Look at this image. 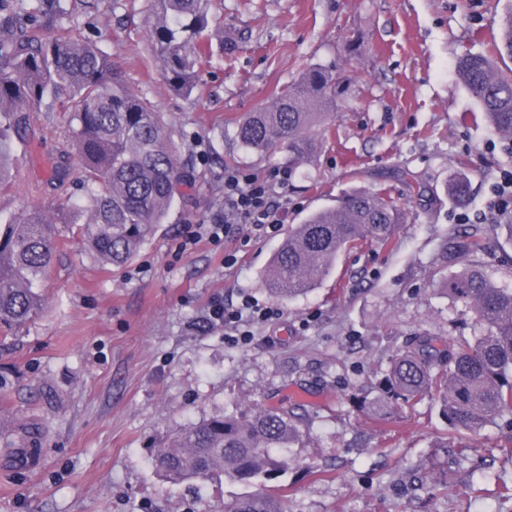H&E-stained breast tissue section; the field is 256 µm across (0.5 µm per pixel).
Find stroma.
Instances as JSON below:
<instances>
[{"label":"stroma","instance_id":"35a3bbf8","mask_svg":"<svg viewBox=\"0 0 512 512\" xmlns=\"http://www.w3.org/2000/svg\"><path fill=\"white\" fill-rule=\"evenodd\" d=\"M97 3L69 26L162 112L188 185L119 269L85 253L71 225H57L43 310L0 338V512H224L253 486L169 482L154 465L158 451L189 424L279 405L300 417L301 437L277 480L288 512H512V501L495 494L501 481L512 483V429L488 424L461 452L438 447L449 428L431 398L399 409L390 426L364 411L414 333H476L441 281L474 263L512 288V240L483 218L512 150L456 72L460 54L491 48L512 0H212L216 52L188 97L169 91L153 58L148 0ZM314 63L351 81L313 164L276 191L283 228L237 225L221 242L179 252L185 226L208 223L223 207L225 169L266 176L287 167L284 150L245 151L237 126ZM64 124V112L41 114L17 146L1 214L31 206L51 215L61 206L48 171ZM460 170L470 180L464 205L446 193ZM358 189L387 192L405 207L392 246L343 253L307 294L271 295L265 272L289 226ZM460 213L486 250L451 261L448 236L462 227ZM228 254L236 259L229 268ZM245 297L280 317L254 323L245 340L206 321L213 301ZM430 457L449 485L473 494L432 499L410 490Z\"/></svg>","mask_w":512,"mask_h":512}]
</instances>
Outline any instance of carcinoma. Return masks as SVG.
I'll list each match as a JSON object with an SVG mask.
<instances>
[{"instance_id": "cac0c4a2", "label": "carcinoma", "mask_w": 512, "mask_h": 512, "mask_svg": "<svg viewBox=\"0 0 512 512\" xmlns=\"http://www.w3.org/2000/svg\"><path fill=\"white\" fill-rule=\"evenodd\" d=\"M80 7L95 10L97 4L33 0L21 13L0 14V189L13 179V150L27 139L31 122L61 104L68 124L51 180L64 194L76 177L88 205L63 207L57 223L75 225L99 262L121 267L163 223L187 178L161 114L128 87L107 52L73 35L50 42L38 37V29ZM148 18L153 56L170 90L192 95L209 54L211 0H151ZM500 27L496 55L464 53L456 69L488 125L511 136L512 69L500 62L512 59V10ZM340 95L333 71L312 65L268 105L249 113L237 127V138L256 153L285 148L294 172L316 158ZM72 153L80 159L75 172L67 165ZM467 193L465 174L448 181L450 198L461 202ZM403 223L404 210L391 198L353 191L288 229L268 267L266 286L278 298L304 294L333 272L345 250L367 239L388 245ZM57 248L54 227L41 210L28 207L0 218L1 326L10 330L42 309L39 282ZM483 251V240L472 233L449 235L450 261ZM443 289L452 302L469 309L479 334L470 339L416 334L407 349L391 357L384 386L403 407L431 397L450 428L467 437L497 419H512V288L496 285L472 266L448 277ZM371 411L386 425L396 414L381 398ZM298 420L288 408L267 409L249 420L212 416L179 430L158 452L155 466L174 484L220 472L238 483L263 485L288 468L279 450L298 435ZM421 469L432 496L458 494L437 475L433 461L423 462ZM226 512H286L284 495L263 488L236 500Z\"/></svg>"}]
</instances>
